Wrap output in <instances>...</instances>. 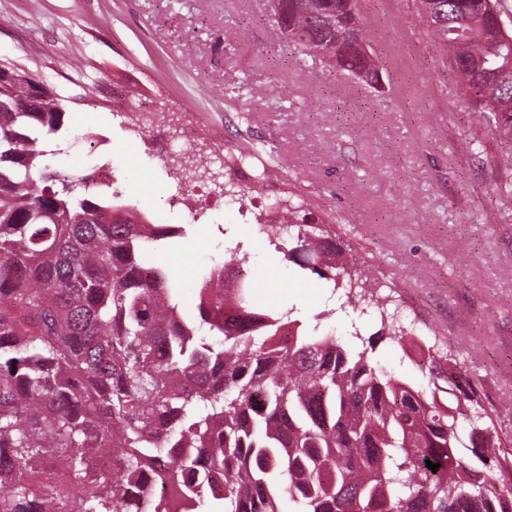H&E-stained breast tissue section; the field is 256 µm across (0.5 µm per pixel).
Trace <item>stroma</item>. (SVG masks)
<instances>
[{"instance_id": "35a3bbf8", "label": "stroma", "mask_w": 512, "mask_h": 512, "mask_svg": "<svg viewBox=\"0 0 512 512\" xmlns=\"http://www.w3.org/2000/svg\"><path fill=\"white\" fill-rule=\"evenodd\" d=\"M370 46L386 77L374 88L283 47L264 0H0V63L25 67L62 98L76 141L60 164L89 174L111 163L126 202L184 238L162 263L193 280L243 243L269 307L293 308L302 326L346 335L380 328L376 311L341 305L316 276H295L274 243L227 201L195 223L170 207L169 163L123 119L146 110L186 149L196 126L207 152H243L248 174L275 170L280 193L306 201L311 220L335 211L334 229L398 307L414 340L477 380L512 437V202L498 194L494 158L507 144L481 129L413 0H360ZM241 28L245 42L223 46ZM479 141L461 154L453 144ZM372 363L426 384L400 344L376 342Z\"/></svg>"}]
</instances>
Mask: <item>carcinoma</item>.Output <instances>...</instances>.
I'll return each instance as SVG.
<instances>
[{
	"label": "carcinoma",
	"mask_w": 512,
	"mask_h": 512,
	"mask_svg": "<svg viewBox=\"0 0 512 512\" xmlns=\"http://www.w3.org/2000/svg\"><path fill=\"white\" fill-rule=\"evenodd\" d=\"M499 0H419L482 122L512 142V35ZM287 46H337L330 67L374 79L359 0H281ZM0 86V512H512V440L478 387L429 352L416 388L293 309L266 307L249 253L185 283L157 261L175 224H151L90 177L60 167L64 105L28 106L29 74ZM268 239L297 275L355 293L356 260L297 205ZM367 338L401 343L381 316ZM470 422L463 443L459 421ZM467 448L482 468L456 453ZM118 448L112 468L93 461ZM439 465L433 472L426 461Z\"/></svg>",
	"instance_id": "1"
}]
</instances>
